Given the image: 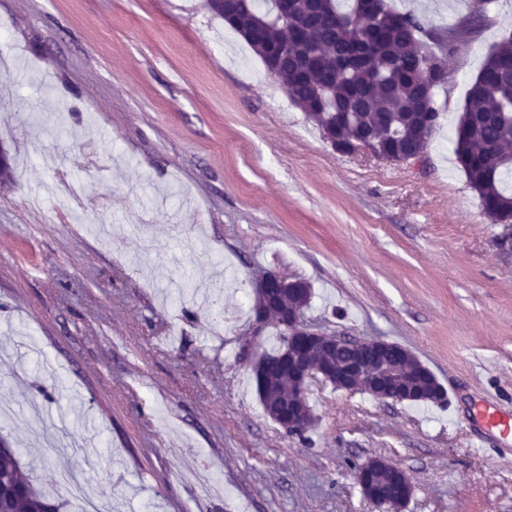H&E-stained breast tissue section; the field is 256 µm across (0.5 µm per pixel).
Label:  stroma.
<instances>
[{
  "mask_svg": "<svg viewBox=\"0 0 512 512\" xmlns=\"http://www.w3.org/2000/svg\"><path fill=\"white\" fill-rule=\"evenodd\" d=\"M386 3L448 73L417 164L334 150L205 0H0V364L20 376L0 404L96 426L86 461L15 421L0 444L66 512L70 469L106 512H390L355 481L374 457L410 476L403 512H512V444L472 445L477 405L512 414V224L484 215L452 141L512 0ZM269 270L310 285L305 323L410 349L445 403L315 377L316 422L286 433L248 362L283 345L252 325ZM217 275L219 333L201 296L176 298Z\"/></svg>",
  "mask_w": 512,
  "mask_h": 512,
  "instance_id": "stroma-1",
  "label": "stroma"
}]
</instances>
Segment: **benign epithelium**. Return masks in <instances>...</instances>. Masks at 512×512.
Listing matches in <instances>:
<instances>
[{"label": "benign epithelium", "instance_id": "benign-epithelium-1", "mask_svg": "<svg viewBox=\"0 0 512 512\" xmlns=\"http://www.w3.org/2000/svg\"><path fill=\"white\" fill-rule=\"evenodd\" d=\"M255 315L254 325L262 330L267 316L278 305V300L287 295L299 296L306 291V282L286 278L275 271L261 275L254 283ZM281 326L288 332V346L283 352L288 379L294 385L293 393L285 397L280 394L275 379L264 373L259 360L251 361L252 370L257 373L260 395L270 403L283 402L288 410V425L309 426L315 415L306 401L308 380L316 373L334 383L337 389L348 392L364 389L379 400L416 401L440 398L446 391L439 381H434L429 393L408 387V378L429 375L431 371L414 354L400 344L383 339L347 340L323 333L303 323L301 314L295 310L280 315ZM348 348L351 358L338 364L333 356L336 350ZM393 468L397 480L389 493L382 492L374 473L383 468ZM356 482L363 497L374 506L386 505L400 512L410 501L414 485L409 475L396 464L383 459L371 458L358 472Z\"/></svg>", "mask_w": 512, "mask_h": 512}]
</instances>
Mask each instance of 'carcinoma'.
<instances>
[{
	"mask_svg": "<svg viewBox=\"0 0 512 512\" xmlns=\"http://www.w3.org/2000/svg\"><path fill=\"white\" fill-rule=\"evenodd\" d=\"M332 20L314 25L310 0H296L292 16L279 13L275 0H248L236 32L252 28L245 38L257 56L259 43L283 51L279 80L291 102L305 112L322 135L344 146L360 138L375 141L388 153L409 149L419 137H430L439 118L422 105L445 80L441 58L423 50L419 20L375 0L374 48L358 37L365 22L362 0H329ZM431 60L428 77L418 73V59ZM512 34L487 55L470 84L455 134V154L467 183L481 199L492 221L512 224ZM65 504L50 498L26 475L19 453L0 455V512H62Z\"/></svg>",
	"mask_w": 512,
	"mask_h": 512,
	"instance_id": "obj_1",
	"label": "carcinoma"
}]
</instances>
